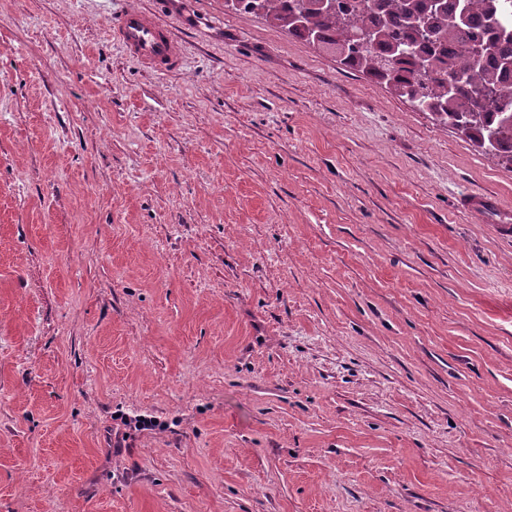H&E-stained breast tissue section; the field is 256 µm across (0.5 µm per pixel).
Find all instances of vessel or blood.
Wrapping results in <instances>:
<instances>
[{"instance_id": "b4317fda", "label": "vessel or blood", "mask_w": 512, "mask_h": 512, "mask_svg": "<svg viewBox=\"0 0 512 512\" xmlns=\"http://www.w3.org/2000/svg\"><path fill=\"white\" fill-rule=\"evenodd\" d=\"M110 30L140 63L162 71L175 69L180 63L182 50L177 37L150 12L129 8L111 22Z\"/></svg>"}]
</instances>
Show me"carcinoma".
Masks as SVG:
<instances>
[{
	"mask_svg": "<svg viewBox=\"0 0 512 512\" xmlns=\"http://www.w3.org/2000/svg\"><path fill=\"white\" fill-rule=\"evenodd\" d=\"M512 169V0H231Z\"/></svg>",
	"mask_w": 512,
	"mask_h": 512,
	"instance_id": "cac0c4a2",
	"label": "carcinoma"
}]
</instances>
